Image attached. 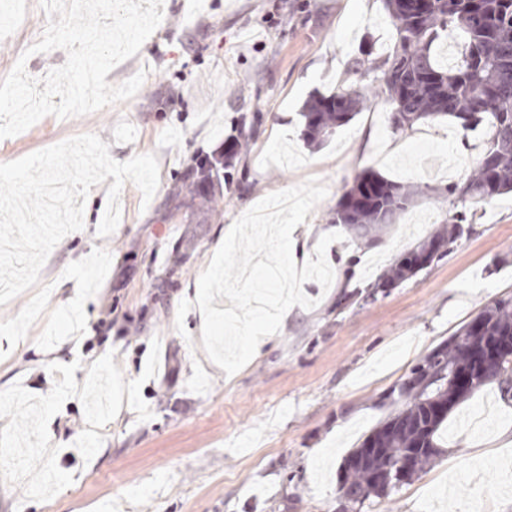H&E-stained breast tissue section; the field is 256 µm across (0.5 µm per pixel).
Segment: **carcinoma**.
<instances>
[{"label": "carcinoma", "mask_w": 512, "mask_h": 512, "mask_svg": "<svg viewBox=\"0 0 512 512\" xmlns=\"http://www.w3.org/2000/svg\"><path fill=\"white\" fill-rule=\"evenodd\" d=\"M384 5L393 27L390 48L383 56L355 60L352 68L353 74L369 79L371 94L348 86L311 97L303 111L307 143L320 147L371 103L388 109L393 129L400 132L448 116L463 132L484 126L486 140L477 172L445 192L470 205L512 193V0H427L418 13L407 0H384ZM449 38L459 51L443 65L437 48ZM244 140L242 131L228 140L224 161L205 157L191 169L193 184L206 190L216 208L224 199L220 169L231 165ZM420 193L364 169L336 203V223L355 239L372 243L409 212ZM475 216L474 211L449 216L448 224L420 239L379 275L368 296L425 268L410 264L407 257L425 255L431 262L445 257L470 232L466 225L475 223ZM501 336H512V297L485 306L477 320L465 323L411 370L394 399L395 413L345 457L341 499L362 503L386 497L397 484L419 477L439 455L438 432L462 399L494 382L512 387V359L505 354L485 374H475V352ZM464 370L470 378L458 377ZM409 459L411 470L397 478L395 466Z\"/></svg>", "instance_id": "carcinoma-1"}]
</instances>
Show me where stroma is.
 <instances>
[{"label":"stroma","mask_w":512,"mask_h":512,"mask_svg":"<svg viewBox=\"0 0 512 512\" xmlns=\"http://www.w3.org/2000/svg\"><path fill=\"white\" fill-rule=\"evenodd\" d=\"M47 22L40 0H0V80L22 56L36 79L65 63L62 50L28 52ZM390 39L383 0H163L160 25L106 77L118 85L146 71L134 97L83 116L48 115L0 140V163L91 133L117 161L152 153L159 166L151 200L124 184L119 225L106 238L97 227L108 186H92L83 229L55 246L37 286L0 305V390L19 382L48 394L51 363L80 362L75 380L84 383L109 352L130 381L160 341L158 373L141 389L152 418L138 421L125 406L95 428L69 398L48 432L73 484L38 502L0 482V512H336L343 459L394 412L390 390L483 306L512 297V193L479 205L473 231L446 257L366 296L447 222L456 207L446 186L465 181L483 153L480 132L461 136L446 118L393 132L380 105L308 146L305 101L336 90L362 48L382 54ZM243 126L251 138L211 212L181 186L197 157L222 154ZM365 169L421 192L376 246L349 235L330 244L331 286L303 285L315 307L289 309L279 333L226 376L202 348L196 297L228 229L264 197L319 179L327 195L295 232L293 257L304 264L336 231V203ZM347 289L362 297L344 306ZM72 307L81 323L58 331ZM441 445L418 479L355 512H512V402L497 384L449 413Z\"/></svg>","instance_id":"35a3bbf8"}]
</instances>
